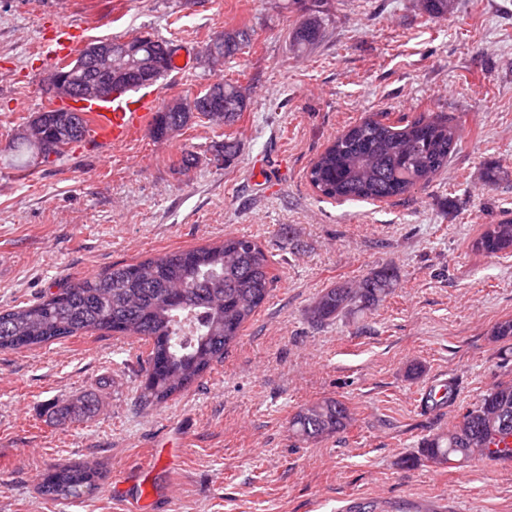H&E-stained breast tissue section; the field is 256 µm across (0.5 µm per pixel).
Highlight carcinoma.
<instances>
[{
	"mask_svg": "<svg viewBox=\"0 0 512 512\" xmlns=\"http://www.w3.org/2000/svg\"><path fill=\"white\" fill-rule=\"evenodd\" d=\"M432 19L453 13L454 0H419ZM302 11L289 37L291 49L302 54L323 36V19L292 0ZM246 33L214 36L202 50L208 60L231 58ZM222 104L201 116L226 126L234 124L248 106L242 86L220 82ZM209 90L182 98L181 111L163 103L156 111L153 136L183 129L195 118L192 108L207 99ZM41 138L12 137L9 150L30 165L41 153L44 161L61 157L65 147L84 138L88 119L70 109L40 112ZM458 142L457 126L439 118L419 117L401 126L366 119L349 128L318 155L308 179L323 197L343 201H386L425 186L448 166ZM472 249L489 257L512 255V219L487 224ZM399 272L383 264L361 280L340 282L313 301L307 314L317 324L375 309L390 296ZM276 277L266 249L244 236L227 234L219 243L167 252L135 263L115 264L106 273L74 279L31 304L0 312V350L18 351L88 332L119 333L150 346L141 366L136 402L153 407L186 391L222 360L237 342L244 325L268 300ZM95 411L93 401L80 397L57 410L62 421H80ZM349 407L336 398L307 403L290 417L289 431L304 442H316L347 428ZM512 438V381H501L480 395L472 408L445 433L424 438L420 454L430 463L463 464L479 453L485 461L512 459V447L499 444ZM496 446V451L488 450ZM101 473L79 464L52 466L43 475L40 492L52 498L78 499L100 488Z\"/></svg>",
	"mask_w": 512,
	"mask_h": 512,
	"instance_id": "1",
	"label": "carcinoma"
}]
</instances>
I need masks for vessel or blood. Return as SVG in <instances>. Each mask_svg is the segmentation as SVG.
Returning a JSON list of instances; mask_svg holds the SVG:
<instances>
[{
    "mask_svg": "<svg viewBox=\"0 0 512 512\" xmlns=\"http://www.w3.org/2000/svg\"><path fill=\"white\" fill-rule=\"evenodd\" d=\"M157 95L152 91L113 92L110 99L78 101L76 111L89 120L86 145L103 154L125 144L153 117Z\"/></svg>",
    "mask_w": 512,
    "mask_h": 512,
    "instance_id": "b4317fda",
    "label": "vessel or blood"
}]
</instances>
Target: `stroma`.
<instances>
[{"label":"stroma","instance_id":"1","mask_svg":"<svg viewBox=\"0 0 512 512\" xmlns=\"http://www.w3.org/2000/svg\"><path fill=\"white\" fill-rule=\"evenodd\" d=\"M417 2L317 0L323 37L298 56L289 0H0V311L227 233L265 246L277 276L224 358L151 409L135 403L148 352L136 340L90 332L0 351V512H343L351 498L360 512H404L410 500L512 512V461L418 457L425 437L512 379V341L492 336L512 318V257L471 248L484 225L512 218V0H457L439 21ZM65 24L83 46L142 32L189 53L188 68L156 84L159 101L223 79L246 88L248 107L230 126L199 117L167 140L143 128L104 158L75 143L58 160L12 167L9 138L54 103L46 44ZM225 30L247 31V43L204 65L203 47ZM423 113L457 123L461 139L426 187L371 204L310 185L312 162L349 127ZM227 138L239 151L224 166L214 156ZM185 150L197 157L187 169ZM383 264L400 278L377 309L311 323L325 288ZM449 378L455 402L424 407ZM83 395L95 415L58 422ZM327 397L346 403L350 425L298 441L289 418ZM75 463L103 472L99 490L39 492L48 466Z\"/></svg>","mask_w":512,"mask_h":512}]
</instances>
